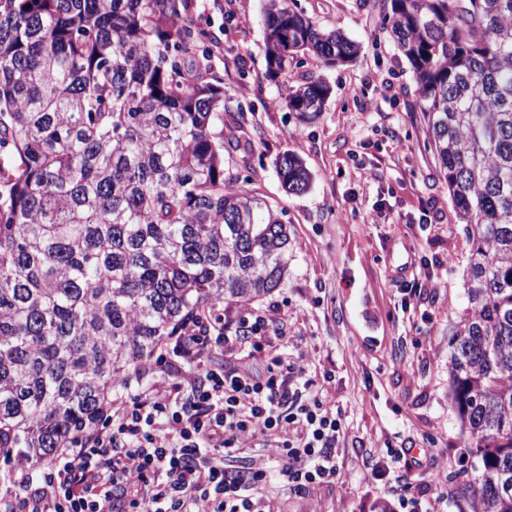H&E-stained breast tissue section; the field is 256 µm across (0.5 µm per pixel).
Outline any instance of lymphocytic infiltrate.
Segmentation results:
<instances>
[{"label":"lymphocytic infiltrate","instance_id":"f902f5d3","mask_svg":"<svg viewBox=\"0 0 512 512\" xmlns=\"http://www.w3.org/2000/svg\"><path fill=\"white\" fill-rule=\"evenodd\" d=\"M248 309L177 331L171 354L139 366L140 393L108 404L102 424L57 449L46 467L0 470V512H281L268 484L297 495L335 484L341 421L314 391L303 352ZM223 368H211L212 351ZM255 462L240 467L243 448ZM420 460L410 449L373 456L383 492Z\"/></svg>","mask_w":512,"mask_h":512}]
</instances>
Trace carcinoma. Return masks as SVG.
<instances>
[{
	"label": "carcinoma",
	"instance_id": "obj_1",
	"mask_svg": "<svg viewBox=\"0 0 512 512\" xmlns=\"http://www.w3.org/2000/svg\"><path fill=\"white\" fill-rule=\"evenodd\" d=\"M184 0H0V458L35 466L97 427L112 388L217 302L288 271V228L224 164V90L186 78L212 35ZM269 67L359 45L265 0ZM429 143L470 245L449 396L478 458L472 512H512V0H390ZM330 95L288 89L303 120ZM290 194L310 173L276 160Z\"/></svg>",
	"mask_w": 512,
	"mask_h": 512
}]
</instances>
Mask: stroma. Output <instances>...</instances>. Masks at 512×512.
<instances>
[{
	"label": "stroma",
	"instance_id": "stroma-1",
	"mask_svg": "<svg viewBox=\"0 0 512 512\" xmlns=\"http://www.w3.org/2000/svg\"><path fill=\"white\" fill-rule=\"evenodd\" d=\"M262 5L187 0L186 17L217 37L203 51L209 80L224 89V128L238 142L230 163L288 226V274L259 306L284 321L341 420L335 485L278 497L285 512H371L379 491L367 456L412 444L440 454L436 466L413 469L410 494L428 500L438 492L448 512H470L475 458L448 399L468 242L429 147L412 68L380 31L389 0H297L360 51L337 68L305 55L275 75ZM311 77L324 78L331 94L306 123L286 96ZM286 152L311 174L304 193L280 183L275 160ZM414 265L433 281L409 301L395 276Z\"/></svg>",
	"mask_w": 512,
	"mask_h": 512
}]
</instances>
